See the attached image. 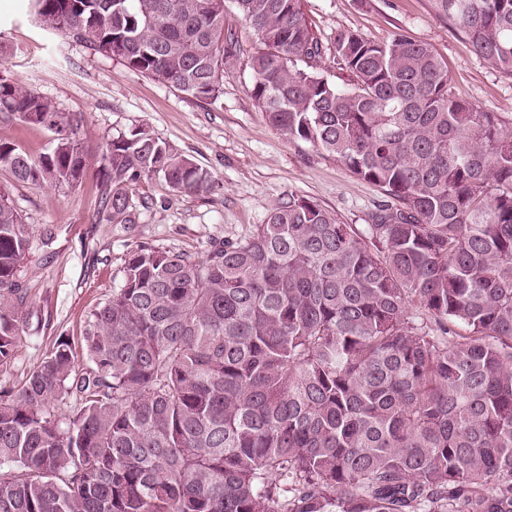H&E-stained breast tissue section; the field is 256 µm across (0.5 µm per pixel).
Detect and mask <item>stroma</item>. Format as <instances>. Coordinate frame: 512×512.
Returning <instances> with one entry per match:
<instances>
[{"mask_svg": "<svg viewBox=\"0 0 512 512\" xmlns=\"http://www.w3.org/2000/svg\"><path fill=\"white\" fill-rule=\"evenodd\" d=\"M302 8L324 47L322 67L337 84L347 79L334 55L338 31L385 42L403 30L445 60L457 99L512 122V76L475 55L458 28L435 18L431 0H303ZM224 20L243 52L225 59L220 96L197 99L43 28L31 0H0V45L7 48L0 56V75L61 111L82 114L79 136L92 154L83 182L74 188L14 186L0 175V186L31 235L19 273L29 292V311L20 325L14 364L0 373V385L20 386L59 336L82 348L89 314L119 285L124 258L133 247L202 258L213 241L247 237L291 193L316 201L349 224L367 223L383 201L377 187L310 144L288 141L269 124L251 97L245 66L244 51L254 47L257 36L233 0H225ZM139 125L208 169L213 188L203 196H187L161 179L145 177L128 189L135 223L101 222L99 158L108 139ZM53 138L37 125L0 122V139L34 156L49 150Z\"/></svg>", "mask_w": 512, "mask_h": 512, "instance_id": "obj_1", "label": "stroma"}]
</instances>
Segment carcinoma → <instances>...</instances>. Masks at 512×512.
<instances>
[{
    "instance_id": "obj_1",
    "label": "carcinoma",
    "mask_w": 512,
    "mask_h": 512,
    "mask_svg": "<svg viewBox=\"0 0 512 512\" xmlns=\"http://www.w3.org/2000/svg\"><path fill=\"white\" fill-rule=\"evenodd\" d=\"M44 28L199 99L236 48L224 0H33ZM258 36L251 96L269 123L387 198L347 224L293 194L195 260L139 245L88 317L0 390V512H512V127L450 92L405 32L337 33L341 87L301 0H234ZM512 76V0H431ZM302 62L300 68L296 62ZM54 132L0 172L82 181L83 117L0 77V121ZM99 220L133 224L143 177L212 175L138 126L110 139ZM28 225L0 191V372L20 341ZM81 400L71 414L54 408Z\"/></svg>"
}]
</instances>
